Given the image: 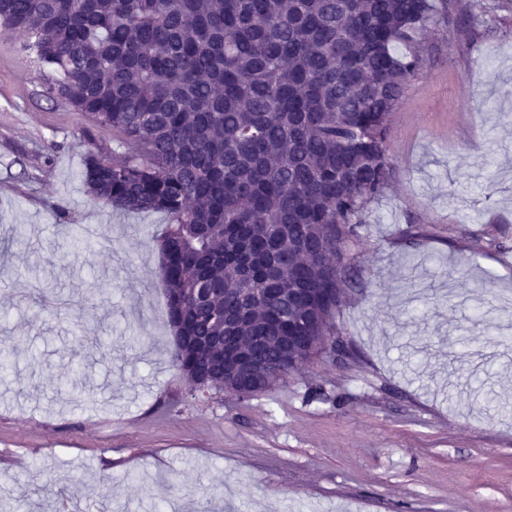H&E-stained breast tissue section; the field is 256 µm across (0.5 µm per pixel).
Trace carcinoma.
Listing matches in <instances>:
<instances>
[{
    "label": "carcinoma",
    "mask_w": 512,
    "mask_h": 512,
    "mask_svg": "<svg viewBox=\"0 0 512 512\" xmlns=\"http://www.w3.org/2000/svg\"><path fill=\"white\" fill-rule=\"evenodd\" d=\"M455 21L453 0H0L47 94L112 130V160L85 159L91 199L167 215L169 326L227 353L266 337L276 384L285 337L332 335L336 256L388 185L419 67L396 46ZM214 357L173 360L211 381Z\"/></svg>",
    "instance_id": "obj_1"
}]
</instances>
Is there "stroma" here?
<instances>
[{
    "label": "stroma",
    "instance_id": "1",
    "mask_svg": "<svg viewBox=\"0 0 512 512\" xmlns=\"http://www.w3.org/2000/svg\"><path fill=\"white\" fill-rule=\"evenodd\" d=\"M456 13L409 45L392 178L331 316L346 357L244 402L192 393L172 361L166 215L85 191L111 130L44 97L43 70L0 36V337L24 357L0 381V512H512V414L486 407L512 405V321L489 324L512 302V0Z\"/></svg>",
    "mask_w": 512,
    "mask_h": 512
}]
</instances>
